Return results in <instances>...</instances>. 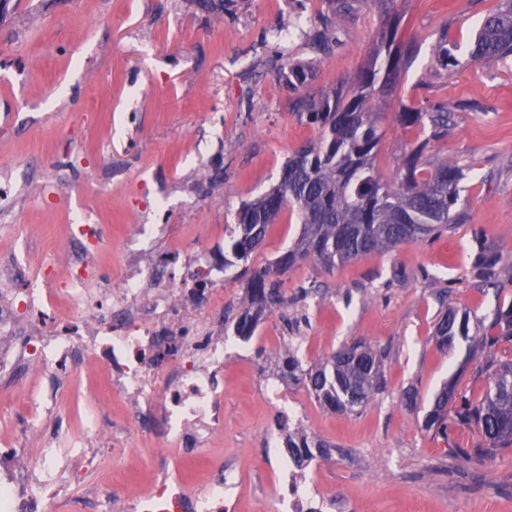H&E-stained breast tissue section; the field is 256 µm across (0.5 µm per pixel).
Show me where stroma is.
<instances>
[{
  "label": "stroma",
  "instance_id": "stroma-1",
  "mask_svg": "<svg viewBox=\"0 0 512 512\" xmlns=\"http://www.w3.org/2000/svg\"><path fill=\"white\" fill-rule=\"evenodd\" d=\"M500 2L397 0L388 13L372 0L341 22L334 49L323 54L312 38L329 0H236L226 12L198 0H9L0 20V170L16 179L17 191L0 209V289L51 259L68 225L86 213L103 228L99 265L107 280L120 278L131 224H167L186 246L201 240L228 251L226 226L239 208L275 186L288 157L318 136L300 99L354 75L384 29L412 44L415 59L377 100L387 114L379 175H394L415 138L393 113L441 101L451 114L447 134L427 153L448 155L463 170L455 227L330 271L296 264L283 277L287 304L243 340L233 330L245 299L240 272L268 266L299 237L297 216L284 212L248 262L224 272L222 434L186 462L140 440L136 482L165 467L195 484L209 458L221 456L234 465L236 512H274L277 459L268 437L289 432L266 397L274 383L294 402L298 428L331 444L330 456L306 471L336 492L346 512H512V447L464 460L449 450L470 446L469 429L452 425L441 436L422 427L449 378L472 383L467 343L442 350L433 338L445 306L466 310L475 330L512 303V280L483 286L479 259L490 246L500 265L512 264V57L466 61L476 29ZM443 33L463 60L450 72L432 58ZM291 62L310 66L297 91L281 76ZM358 340L390 352L387 390L361 414L323 408L278 370L285 349L307 368ZM411 387L418 395L409 405L403 393ZM37 388L33 377L0 375V394L17 396L0 403V428L30 422L54 435L77 427L69 393L53 413L29 421L25 400Z\"/></svg>",
  "mask_w": 512,
  "mask_h": 512
}]
</instances>
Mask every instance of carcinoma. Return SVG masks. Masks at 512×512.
<instances>
[{
    "mask_svg": "<svg viewBox=\"0 0 512 512\" xmlns=\"http://www.w3.org/2000/svg\"><path fill=\"white\" fill-rule=\"evenodd\" d=\"M332 15L321 22L315 36L319 50L328 52L336 44V24L371 0H330ZM397 29L382 36L380 49L368 59L353 79L341 81L317 99L303 101L309 123L318 127L319 138L293 153L284 165L277 186L242 205L231 230V251L238 261H247L265 239L269 227L286 210L296 213L303 224L295 244L269 267L244 271L246 307L237 318L236 335L250 337L258 321L288 302L282 268L313 260L330 270L364 255L386 252L402 244L421 242L446 232L455 223L462 169L448 158L424 159L430 141L448 129L451 115L440 105L428 111L405 107L395 121L405 129L425 135L410 144L395 177L383 180L376 174L377 148L382 138V113L374 109V96L388 89L394 75L413 63V50L396 42ZM434 58L443 71L461 65L456 46L444 35L434 45ZM512 55V0L489 14L474 38L469 61L505 59ZM298 90L308 80V66L288 65L281 73ZM493 334L470 335L467 313L448 308L435 328L438 347L455 339L470 342L475 359L473 382L486 389L472 396L457 385L446 384L436 394L426 417L425 430L447 434L448 417L479 432L474 448H455L464 459H488L512 446V361L495 356L500 345L512 342V304L496 308L491 321ZM385 347L363 342L342 348L329 357L303 368L291 351L279 357L282 375L304 384L317 402L342 414H359L387 388ZM287 449L298 466L314 456L328 453L327 446L304 430L288 434Z\"/></svg>",
    "mask_w": 512,
    "mask_h": 512,
    "instance_id": "1",
    "label": "carcinoma"
}]
</instances>
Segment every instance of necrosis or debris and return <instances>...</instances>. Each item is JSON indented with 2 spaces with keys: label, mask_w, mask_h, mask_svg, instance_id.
Wrapping results in <instances>:
<instances>
[{
  "label": "necrosis or debris",
  "mask_w": 512,
  "mask_h": 512,
  "mask_svg": "<svg viewBox=\"0 0 512 512\" xmlns=\"http://www.w3.org/2000/svg\"><path fill=\"white\" fill-rule=\"evenodd\" d=\"M68 247L35 270V281L0 298V372L24 365L57 401L72 378L87 380V404L112 395L126 402L125 422L91 415L78 428L80 455L61 452L60 438L30 431L26 448L0 434V512H55L71 497L82 468L134 458L133 432L190 456L224 421V336L205 309L224 286V264L204 249L169 243L155 264H127L118 284L98 278L100 226L91 217L70 225ZM277 512H343L344 505L279 461ZM233 478L216 464L197 488L167 477L137 488L113 479L85 496L80 512H225Z\"/></svg>",
  "instance_id": "obj_1"
}]
</instances>
